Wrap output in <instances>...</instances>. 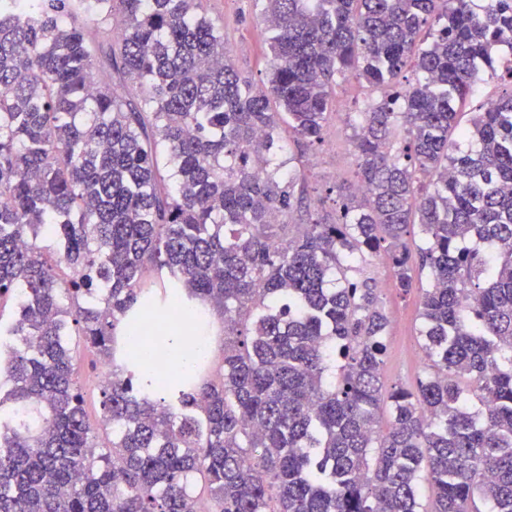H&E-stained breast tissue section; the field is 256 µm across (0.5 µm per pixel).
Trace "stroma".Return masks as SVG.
Wrapping results in <instances>:
<instances>
[{"mask_svg": "<svg viewBox=\"0 0 512 512\" xmlns=\"http://www.w3.org/2000/svg\"><path fill=\"white\" fill-rule=\"evenodd\" d=\"M264 7V0H203L201 5L207 19L223 30L224 45L235 69L256 82L265 79L271 62L261 22ZM368 93L364 84L339 83L335 112L319 144L311 146L291 133H283L280 158L287 169L299 173L295 194L302 203L293 216L294 223L305 222L308 212L315 209L324 215L334 214L332 204H320V195L326 188L355 182L357 160L350 119L353 112L365 105ZM362 276L375 284L390 317L384 380L389 385H415L427 371L418 336L421 293L414 290L400 294L394 287L391 266L374 257L363 264ZM71 345L78 385L89 420L94 423L98 420L100 401L95 379L99 361L79 337H72Z\"/></svg>", "mask_w": 512, "mask_h": 512, "instance_id": "obj_1", "label": "stroma"}]
</instances>
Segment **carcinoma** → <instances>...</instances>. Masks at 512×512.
Wrapping results in <instances>:
<instances>
[{"mask_svg":"<svg viewBox=\"0 0 512 512\" xmlns=\"http://www.w3.org/2000/svg\"><path fill=\"white\" fill-rule=\"evenodd\" d=\"M265 2L259 85L200 0L0 13V512H512V92L459 121L483 73L512 83V0ZM338 79L378 93L356 182L283 239L281 128L322 141ZM369 257L429 277L411 389ZM210 305L218 363L116 359L122 321ZM72 336L112 365L97 428Z\"/></svg>","mask_w":512,"mask_h":512,"instance_id":"carcinoma-1","label":"carcinoma"}]
</instances>
